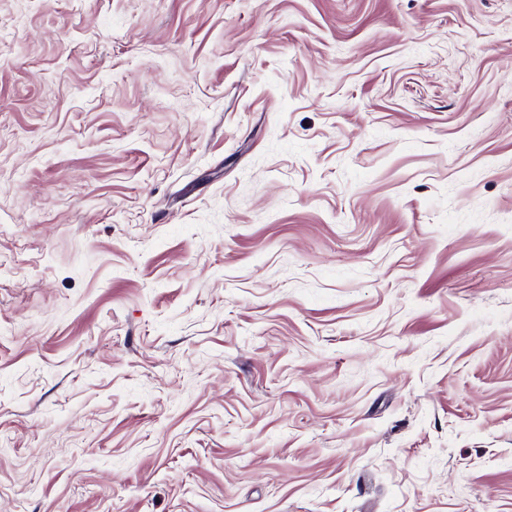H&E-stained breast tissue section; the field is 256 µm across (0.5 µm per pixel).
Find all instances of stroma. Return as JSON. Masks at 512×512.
<instances>
[{"instance_id":"stroma-1","label":"stroma","mask_w":512,"mask_h":512,"mask_svg":"<svg viewBox=\"0 0 512 512\" xmlns=\"http://www.w3.org/2000/svg\"><path fill=\"white\" fill-rule=\"evenodd\" d=\"M0 25V512H512V0Z\"/></svg>"}]
</instances>
